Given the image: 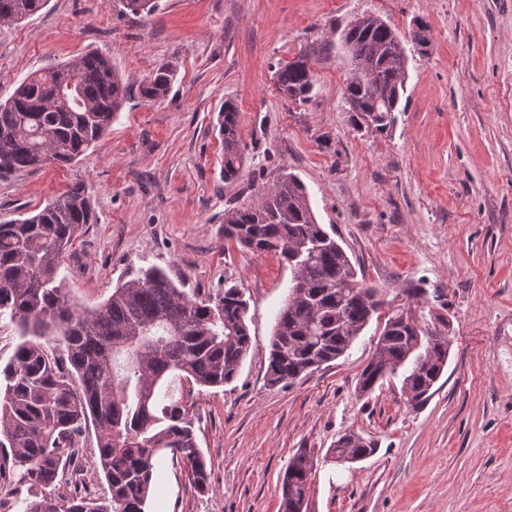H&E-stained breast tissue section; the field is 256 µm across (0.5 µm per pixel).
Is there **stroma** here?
<instances>
[{
  "instance_id": "35a3bbf8",
  "label": "stroma",
  "mask_w": 512,
  "mask_h": 512,
  "mask_svg": "<svg viewBox=\"0 0 512 512\" xmlns=\"http://www.w3.org/2000/svg\"><path fill=\"white\" fill-rule=\"evenodd\" d=\"M366 15L401 35L404 112L388 132L356 126L336 50L313 57L312 97L278 90V63L334 42ZM426 25L428 45L411 40ZM97 51L129 94L111 129L70 167L0 180V221L43 208L73 182L98 215L62 259L79 306L104 303L133 269L156 265L189 296L245 288L252 347L235 381L195 397L192 420L212 467L199 495L170 456L148 512H279L288 460L314 462L310 512H512V0H158L148 17L121 0H48L0 26V101L32 71ZM176 66L168 98L140 84ZM234 102L242 178L224 180L219 132ZM305 185L318 223L391 308L422 315L451 348L437 390L408 406L399 380L356 392L383 319L338 360L290 385L266 383L270 338L291 274L224 238V214L257 204L285 173ZM375 454L339 464L340 435Z\"/></svg>"
}]
</instances>
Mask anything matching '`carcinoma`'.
<instances>
[{"label": "carcinoma", "instance_id": "obj_1", "mask_svg": "<svg viewBox=\"0 0 512 512\" xmlns=\"http://www.w3.org/2000/svg\"><path fill=\"white\" fill-rule=\"evenodd\" d=\"M46 0H0V23L21 22ZM133 15L150 16L156 0H122ZM351 66L344 99L355 121L388 130L404 93L407 58L400 36L366 16L339 35ZM310 55L282 64L279 91L305 102L314 88ZM176 79L170 64L153 70L139 93L166 100ZM128 95L119 74L99 52L31 73L0 102V178L48 163L67 167L112 127ZM220 135L224 181L242 174L245 148L238 108L224 102ZM97 222L82 182L25 218L0 221V321L15 324L22 341L0 366V447L9 449L20 480L41 495L19 501V512H146L158 460H179L191 489L212 488L211 469L191 419L195 388L232 383L252 346L248 300L231 285L214 296H188L157 267H140L92 310L76 308L59 278L66 251ZM224 238L259 255H274L292 274L288 299L276 316L266 382L291 384L347 353L381 307L382 291L358 279L343 247L317 222L304 184L285 173L256 206L224 215ZM59 337L60 347L44 340ZM450 339L413 317L394 312L377 349L358 375L356 390L371 393L397 378L413 406L423 405L448 360ZM183 396L171 400L172 384ZM94 428L95 469L110 498L51 488L73 463L75 443ZM373 441L356 433L336 440L343 461L367 459ZM313 461L295 454L281 485L280 512H307Z\"/></svg>", "mask_w": 512, "mask_h": 512}]
</instances>
